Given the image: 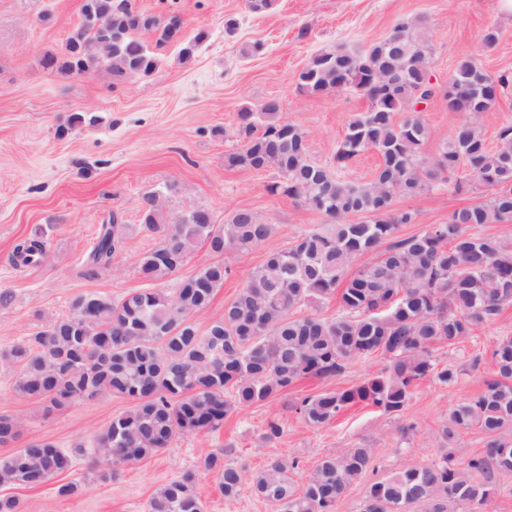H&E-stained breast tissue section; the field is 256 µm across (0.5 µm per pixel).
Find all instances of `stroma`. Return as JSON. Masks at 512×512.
<instances>
[{"mask_svg":"<svg viewBox=\"0 0 512 512\" xmlns=\"http://www.w3.org/2000/svg\"><path fill=\"white\" fill-rule=\"evenodd\" d=\"M131 3L138 12L159 17L179 13L184 37L200 33L203 41L186 59L180 44L157 46L153 32L144 30L139 38L157 58L151 75L116 80L103 69L59 73L43 68L41 59L62 49L81 20L82 0H0V294L8 297L0 306V351L46 319L67 315L79 294L94 291L117 300L146 287L136 260L158 243L140 225L142 196L152 188L175 185L162 202L171 216L203 207L220 224L233 210L248 208L272 226L270 236L248 254L229 250L217 258L201 246L178 272L161 280V287L172 289L204 265L224 262L229 274L223 287L194 317L202 328L223 316L225 303L269 254L325 223V216L269 193L279 179L276 169L224 163L225 154L239 144L238 110L271 97L283 103L282 121L306 132L311 159L332 162L349 117L366 110L368 100L347 88L322 95L300 92L296 77L314 53L336 47L365 51L397 21L419 17L434 48L431 73L437 83H445L467 56L491 74L512 73V15L502 13L497 0H273L259 11L248 0ZM490 26L500 37L487 47L481 37ZM75 113L98 121L58 136V127ZM424 118L430 128L424 150L433 156L462 116L438 96L427 103ZM476 199L450 186L399 198L398 208L417 215L416 223L403 225L400 233L410 236L446 223L454 210ZM114 211L128 226L123 243L107 270L86 277L85 260L98 229ZM33 234L44 242V261L15 265V244ZM507 335H512V305L457 347L438 345L434 355L440 362L461 366L457 383H421L401 415L360 405L313 427L292 408L301 396L349 388L381 371L386 361L378 356L335 377L299 380L269 404L239 409L215 430L178 435L140 462L118 466L107 482L98 480L93 467L94 436L124 413L130 400L104 393L49 412L42 401L14 392L12 371L0 366V414L21 424L18 439L0 446V456L33 440L54 441L73 454L70 477L80 485L69 497L58 496L55 479L35 489L2 486L0 494L17 496L22 512H147L158 487L192 471L205 512H275L247 484L237 497H224L215 472L203 468L204 457L216 456L250 476L272 459L293 460V483L300 487L323 457L364 444L373 448L378 469L353 483L336 506V512H360L370 483L438 460V428L456 403L480 392L492 375L491 367L472 371L465 362L472 354L490 353L494 340ZM273 416L282 433L269 441L265 427Z\"/></svg>","mask_w":512,"mask_h":512,"instance_id":"obj_1","label":"stroma"}]
</instances>
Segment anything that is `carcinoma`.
I'll use <instances>...</instances> for the list:
<instances>
[{
    "label": "carcinoma",
    "mask_w": 512,
    "mask_h": 512,
    "mask_svg": "<svg viewBox=\"0 0 512 512\" xmlns=\"http://www.w3.org/2000/svg\"><path fill=\"white\" fill-rule=\"evenodd\" d=\"M125 0H83L82 20L60 54L41 63L61 73L85 74L98 68L120 80L150 75L156 58L137 37L151 30L156 45L170 42L169 26L155 15L122 8ZM423 21L402 20L361 54L341 48L311 57L297 76L309 94L351 87L368 108L354 114L336 152V167L311 160L306 133L280 121L281 104L244 107L237 117L240 148L225 157L232 168L273 167L281 180L269 187L298 205L333 220L302 235L286 251L270 254L248 275L237 296L224 305V317L199 329L192 315L207 309L229 270L222 262L203 266L171 292L140 288L114 301L96 293L77 297L66 317L52 318L0 354L15 375L14 390L54 408L88 402L109 392L132 401L95 437L98 478L109 481L116 466L134 463L167 447L176 435L218 428L237 409L268 404L304 378H330L355 361L381 355L384 370L365 382L337 391L307 395L295 410L311 426L331 423L348 408L370 404L398 416L425 380L448 386L460 370L440 365L434 347H453L494 321L512 303V242L480 233L486 224H512V124L499 128L490 147L478 116L512 96V73H487L472 57L456 65L455 84L443 91L448 110L466 117L434 157L422 152L429 127L413 110L415 90L429 83L419 57H430ZM375 150L381 162L367 182L341 174L350 161ZM454 185L461 192L482 190L481 200L455 210L445 224L400 237L416 215L394 207L399 197ZM143 195L142 227L159 239L137 260L141 275L165 279L184 265L200 243L215 255L246 253L264 241L271 225L249 209L233 211L224 223L197 208L166 222L158 195ZM364 213L367 218L350 221ZM126 231L120 213L101 225L87 256V272L108 269ZM364 252L376 259L357 270ZM17 264L43 262L38 235L14 248ZM337 297L339 313L296 315L313 301ZM494 377L479 393L448 413L438 430L439 460L392 472L365 491L361 512H448V504L485 512L498 477L512 474V336L499 337L490 352ZM484 355L466 366L479 370ZM477 430L483 448L459 467L448 448L463 431ZM20 434V422L0 415V445ZM74 457L47 440H34L0 457V486L37 488L68 474ZM202 466L217 475L225 497L237 495L245 474L209 455ZM296 461H272L251 479L254 493L275 512H336L345 491L375 471L373 449L359 445L323 458L296 490L289 472ZM148 512H204L188 471L159 487Z\"/></svg>",
    "instance_id": "1"
}]
</instances>
